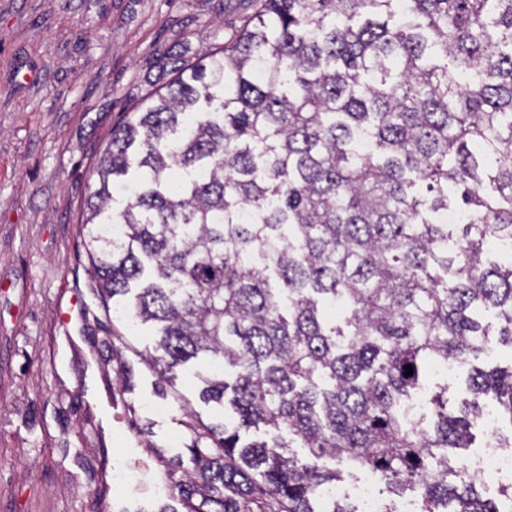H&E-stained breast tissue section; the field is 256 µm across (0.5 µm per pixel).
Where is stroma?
Segmentation results:
<instances>
[{
	"instance_id": "stroma-1",
	"label": "stroma",
	"mask_w": 512,
	"mask_h": 512,
	"mask_svg": "<svg viewBox=\"0 0 512 512\" xmlns=\"http://www.w3.org/2000/svg\"><path fill=\"white\" fill-rule=\"evenodd\" d=\"M259 4L0 0V512H187L190 427L211 410L193 368L159 384L150 337L105 316L80 209L99 153L169 80L172 53L190 62L235 39ZM77 297L89 312L73 331L59 312Z\"/></svg>"
}]
</instances>
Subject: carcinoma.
<instances>
[{"label": "carcinoma", "instance_id": "cac0c4a2", "mask_svg": "<svg viewBox=\"0 0 512 512\" xmlns=\"http://www.w3.org/2000/svg\"><path fill=\"white\" fill-rule=\"evenodd\" d=\"M95 174L102 307L154 328L160 380L198 362L200 400L233 413L191 427L187 512H357L318 506L338 461L419 512H498L451 478L483 407L449 415L445 387L427 429L404 405L430 366L490 349L481 309L512 346V257H487L512 242V0H261L173 67ZM469 390L512 426V371L474 366Z\"/></svg>", "mask_w": 512, "mask_h": 512}]
</instances>
